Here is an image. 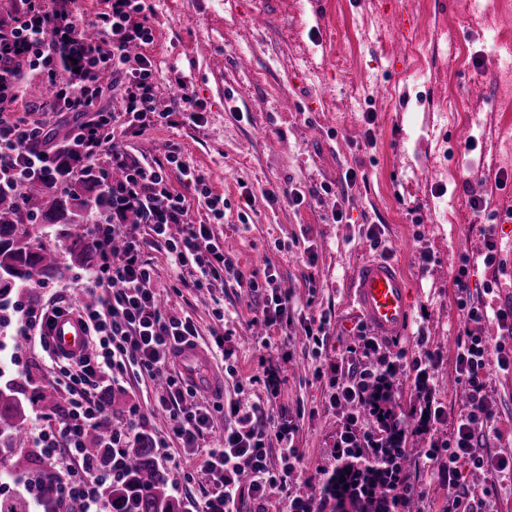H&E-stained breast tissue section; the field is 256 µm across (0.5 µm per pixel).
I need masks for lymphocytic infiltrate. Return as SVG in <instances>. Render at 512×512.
Here are the masks:
<instances>
[{
    "instance_id": "1",
    "label": "lymphocytic infiltrate",
    "mask_w": 512,
    "mask_h": 512,
    "mask_svg": "<svg viewBox=\"0 0 512 512\" xmlns=\"http://www.w3.org/2000/svg\"><path fill=\"white\" fill-rule=\"evenodd\" d=\"M16 14L0 20V195L22 196L25 186L52 174L60 146L47 131L43 119L18 115L25 72L41 76L53 89L52 113L67 116V132L78 159L87 160L99 172L100 188L87 232L96 245L98 262L90 270L88 293L94 303L81 307L95 348L78 358L54 353L46 336L50 309H35L9 297L0 298V312H8L14 336L40 349L58 372V385L68 394L66 406L54 424L32 427L29 440L49 462L67 458L69 472L61 483V505L76 512H106L102 490L116 480L125 466L123 450L131 444L129 432L111 431L106 445L114 458L100 468L86 458L83 448L90 430L110 422L97 379L106 374L113 381L128 378L164 379L165 387L153 407L165 412L168 429L158 445L177 444L195 459L198 468L221 475L220 485L205 488L195 512H235L242 489L261 497L272 488H287L302 461L296 446L294 420H272L264 405L233 404L229 414L235 426L225 428L219 447L202 449L201 439L213 426L212 412L223 407L187 405L197 388L172 365L182 345L196 342L199 333L188 315L162 309L157 272L143 257L145 244L163 247L175 264L188 268L186 288L209 287L221 275L239 276L233 258L208 224L188 219L190 205L168 180L167 166H175L192 184L199 204L214 219L224 215L223 197L211 193L202 174L183 160L177 148H168L163 160L130 159L118 136H136L155 126L198 124L203 105L192 92H182L174 108L155 107L158 84L153 61L145 54H129V44L146 45L152 39L144 0H108V9L95 24L102 36L90 41L80 29L76 0H18ZM124 77L121 97L125 116L123 130L114 127L115 114L102 99L109 90L103 74ZM121 166L126 178L113 184L109 172ZM137 211L145 226L144 238L128 236L119 218ZM474 261L462 256L454 285L462 313V330L454 351V370L467 394L463 412L454 420L446 440L425 452L429 467L448 477V512H483L485 497L462 481L463 467H487L512 476V456L489 457L486 449L495 432L497 413L487 391V365L496 360L501 369H512V350L505 340L512 337V307L488 311L469 290ZM273 271L264 281L249 280L248 286L261 299L260 319L265 325L288 328L293 323V303L288 290L275 283ZM496 321L499 338L485 336L483 325ZM443 360L440 350L422 344L418 356L405 352H382L375 337L355 336L343 355L327 368L317 370L326 380L329 402L349 406L336 435L334 458L355 456L365 466H380L391 446L415 432L443 424L445 410L428 398L419 417H388L381 398L395 382L411 374L416 388H424ZM388 419L385 428L366 427V418Z\"/></svg>"
}]
</instances>
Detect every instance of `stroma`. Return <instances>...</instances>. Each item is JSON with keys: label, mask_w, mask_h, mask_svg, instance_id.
Here are the masks:
<instances>
[{"label": "stroma", "mask_w": 512, "mask_h": 512, "mask_svg": "<svg viewBox=\"0 0 512 512\" xmlns=\"http://www.w3.org/2000/svg\"><path fill=\"white\" fill-rule=\"evenodd\" d=\"M399 0H146L153 32L146 54L156 66L159 101L172 105L185 79L206 105L203 126L153 127L126 138L129 155L163 158L166 145H178L184 160L206 178L213 194L224 198V217L212 223L195 192L176 169L173 187L190 199V218L213 224L230 252L243 282L232 278L213 288L179 285L181 271L159 248L144 249L158 273L165 301L195 321L200 343L221 329L223 360L237 369L225 379L224 399L265 402L256 376L268 368L281 378L282 404L305 408L297 446L302 464L289 489L319 479L333 462L336 430L345 409L330 406L315 368L335 362L342 345L357 333L361 316L351 306L349 284L355 265L370 256L365 233L376 227L387 255L409 279L412 321L403 340L386 342L390 352H419L418 338L440 348L444 360L431 380L449 420L464 406L455 380L453 355L460 328L454 274L465 254L482 249V226L493 229L497 262L477 264L469 278L474 300L493 307L512 304V223L497 215L512 210V143L497 110L498 65L491 51L492 32L480 17L465 15L462 0H408L417 23L400 36ZM453 31L460 57L448 54L446 31ZM458 100L471 119L446 124L436 105ZM355 105L345 119L346 105ZM357 183L346 188L344 175ZM308 190L299 205L289 189ZM483 197L474 211L470 191ZM345 218L334 222L332 213ZM432 256L420 267L419 255ZM275 267L278 283L292 290L296 308L332 315L329 337L312 353L305 337L288 336L254 324L260 301L245 280L263 279ZM86 272L72 269L62 279L36 288H17L13 297L34 307L66 300L80 304ZM493 294H486L485 285ZM223 309L216 319L215 309ZM27 368L5 364L0 389L10 386L30 402L39 391H55L56 372L39 350L18 353ZM489 396L497 411L494 454L512 455V371L489 363ZM108 409L124 424L133 405L145 409L137 429L158 439L166 434L162 417L148 409L156 395L150 381L111 387ZM417 432L422 444L443 438L450 427ZM419 487L420 512H446L448 485L423 467L419 454L409 463ZM475 491L490 490L488 512H512V480L492 470H469Z\"/></svg>", "instance_id": "obj_1"}]
</instances>
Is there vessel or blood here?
<instances>
[{
  "label": "vessel or blood",
  "instance_id": "1",
  "mask_svg": "<svg viewBox=\"0 0 512 512\" xmlns=\"http://www.w3.org/2000/svg\"><path fill=\"white\" fill-rule=\"evenodd\" d=\"M351 300L377 336L399 340L407 335L411 323L409 290L397 262L381 257L361 261L354 270ZM49 340L62 356L76 358L91 350L85 324L74 313L53 318ZM177 363L181 372L202 392L223 393L224 381L212 371L209 355L201 346L182 347Z\"/></svg>",
  "mask_w": 512,
  "mask_h": 512
}]
</instances>
